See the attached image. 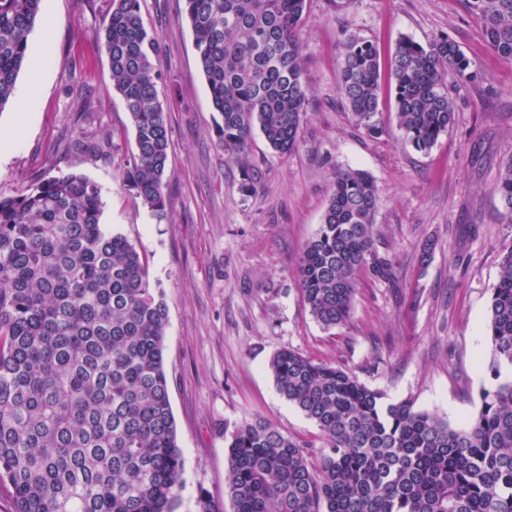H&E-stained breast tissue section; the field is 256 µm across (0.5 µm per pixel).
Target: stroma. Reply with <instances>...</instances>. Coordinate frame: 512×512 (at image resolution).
<instances>
[{
  "instance_id": "1",
  "label": "stroma",
  "mask_w": 512,
  "mask_h": 512,
  "mask_svg": "<svg viewBox=\"0 0 512 512\" xmlns=\"http://www.w3.org/2000/svg\"><path fill=\"white\" fill-rule=\"evenodd\" d=\"M109 6L42 0L14 96L0 110V197L61 170L85 174L104 190L102 223L147 259L168 307L164 358L184 459L176 512H198L203 492L233 512L224 430L243 420L263 418L318 455L317 426L280 396L267 369L282 349L341 367L388 400L411 401L451 425L472 415L490 381L478 362L489 356L491 289L512 249V223L499 220L493 191L512 155V63L495 53L463 0H307L299 146L282 156L254 133L249 160L260 180L247 195L238 190L239 166L217 142L183 0H141L142 20L160 42L159 97L169 114L170 205L161 218L122 183L135 134L98 39ZM443 36L480 75L448 77V134L426 153L407 145L389 82L379 106L384 132L370 137L338 93L344 40L375 44L386 74L400 39L425 46ZM109 135V155L68 149L75 138ZM340 165L376 182V254L394 278L364 269L350 321L326 330L301 299L297 266Z\"/></svg>"
}]
</instances>
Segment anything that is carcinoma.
Listing matches in <instances>:
<instances>
[{"mask_svg":"<svg viewBox=\"0 0 512 512\" xmlns=\"http://www.w3.org/2000/svg\"><path fill=\"white\" fill-rule=\"evenodd\" d=\"M307 0H184L219 145L243 172L254 129L288 155L307 101L299 30ZM497 54L512 61V0H465ZM41 0H0V109L30 51ZM112 86L135 132L123 182L165 214L169 116L159 99V41L140 0H110L99 32ZM404 142L430 151L454 123L448 72L474 79L451 39L398 42L392 60ZM382 90L377 47L345 41L339 94L371 137ZM512 223V155L494 187ZM380 197L366 171L338 167L321 224L297 277L311 316L345 326L358 277L375 264ZM102 188L61 172L0 197V488L13 512H175L183 458L164 348L168 309L146 260L101 223ZM487 370L480 405L460 427L389 402L355 375L292 350L269 361L278 392L315 422L305 446L272 423L246 419L224 431V475L234 512H512V249L491 288Z\"/></svg>","mask_w":512,"mask_h":512,"instance_id":"carcinoma-1","label":"carcinoma"}]
</instances>
